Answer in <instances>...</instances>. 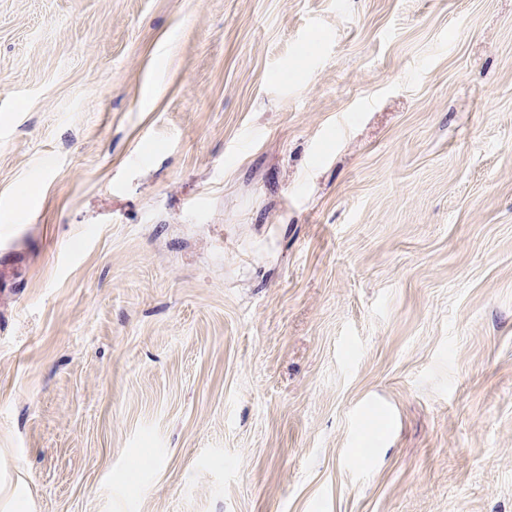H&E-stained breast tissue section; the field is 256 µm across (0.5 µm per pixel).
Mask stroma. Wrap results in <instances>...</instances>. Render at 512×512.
<instances>
[{
	"instance_id": "35a3bbf8",
	"label": "stroma",
	"mask_w": 512,
	"mask_h": 512,
	"mask_svg": "<svg viewBox=\"0 0 512 512\" xmlns=\"http://www.w3.org/2000/svg\"><path fill=\"white\" fill-rule=\"evenodd\" d=\"M0 512H512V0H0Z\"/></svg>"
}]
</instances>
